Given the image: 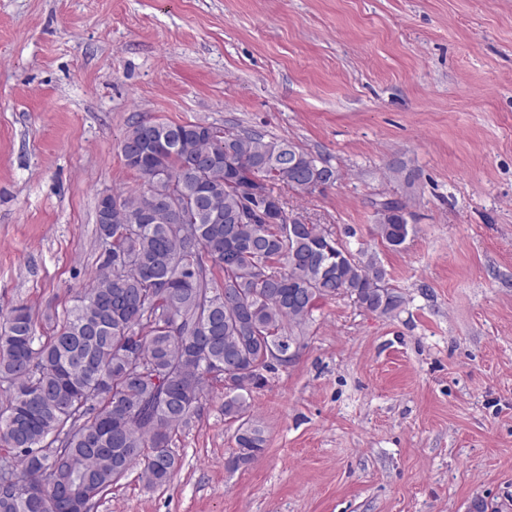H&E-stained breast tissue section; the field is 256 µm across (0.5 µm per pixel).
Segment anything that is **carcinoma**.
<instances>
[{
  "label": "carcinoma",
  "mask_w": 512,
  "mask_h": 512,
  "mask_svg": "<svg viewBox=\"0 0 512 512\" xmlns=\"http://www.w3.org/2000/svg\"><path fill=\"white\" fill-rule=\"evenodd\" d=\"M122 154L143 183L99 196V238L112 249L91 285L49 336L26 306L0 325V472L14 479L0 483V512H93L136 465L147 485L169 484L173 438L226 368L224 417L238 423L229 463L251 464L266 445L252 396L267 385V346L303 342L320 302L339 295L383 315L403 303L379 287L376 260L322 225L289 233L275 185L311 192L337 179L293 142L146 121ZM377 215L378 237L404 244V207L386 201Z\"/></svg>",
  "instance_id": "1"
}]
</instances>
